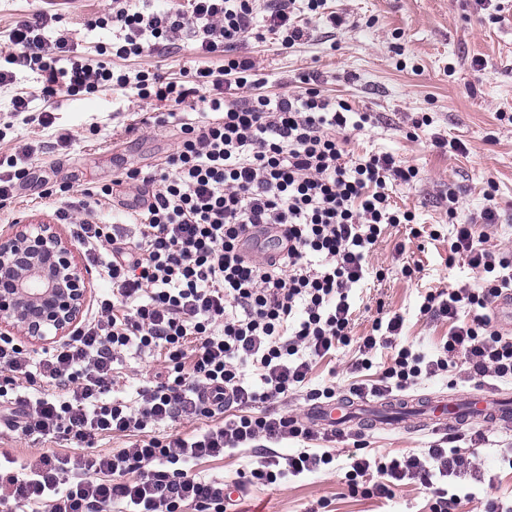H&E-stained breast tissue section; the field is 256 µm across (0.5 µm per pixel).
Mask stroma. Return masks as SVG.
Segmentation results:
<instances>
[{"label":"stroma","instance_id":"35a3bbf8","mask_svg":"<svg viewBox=\"0 0 512 512\" xmlns=\"http://www.w3.org/2000/svg\"><path fill=\"white\" fill-rule=\"evenodd\" d=\"M495 4L499 12L492 19L476 0H324L314 12L307 0H297V22L308 31L304 40L286 48L271 38L251 39L237 49L256 61L259 91L272 97L296 93L303 76L319 75L326 96L376 117L364 130L348 131L351 153H388L419 171L413 182L387 186L392 204L411 211L415 220L410 227H387L375 245L370 262L384 276L353 290V335L370 331L382 305L404 315L407 342L429 355L438 352L449 323L423 315L420 308L428 294L475 283L466 257L451 256L450 246L456 225L479 214L487 195L495 196L499 214L498 224L486 230L487 246L512 254V0ZM111 8L112 0H0V50L19 21L42 13L49 18L43 30L47 39L68 36L78 55L104 60L116 70H149L177 80L189 67L223 69L222 56L196 54L187 40L127 60L99 55L113 33L94 21ZM332 13L343 17L342 26H330ZM43 81L39 71L18 68L12 83L0 87V129L5 132L0 155L23 147L31 151L27 176L11 199L0 201V231L14 224H54L67 236L71 226L59 220L58 212L81 207L98 224L130 223L129 210L140 196L121 178L130 170L163 169L176 150L178 125L156 124L164 104L134 100L127 90L103 87L88 96L45 97L39 93ZM19 95L32 96L29 111H13L12 100ZM44 110L54 118L48 128L38 123ZM438 138L448 140V147H436ZM457 140L465 152L451 149ZM105 186L111 195L102 194ZM452 194L458 198L453 218L448 215ZM415 229L420 237H412ZM433 230L438 233L434 239L429 236ZM407 266L413 267L412 276H405ZM355 356L350 345L332 361L317 363L313 386L332 384L337 395H344L353 380ZM163 365L159 352H126L113 398L134 400L140 382ZM482 388L512 397V380L489 378L481 384L460 367L419 380L412 392L464 398ZM356 431V426L347 427L344 441H310V448L333 454L330 468L252 487L238 512H429L432 493L415 482L395 487L387 501L351 493L344 473ZM460 432L458 449L482 468L484 477L453 479V486L470 494L459 512H484L490 498L502 512H512V423L477 419ZM439 438L415 413L366 432V452L377 458L419 454ZM258 460L256 449L241 448L200 461L195 471L231 487Z\"/></svg>","mask_w":512,"mask_h":512}]
</instances>
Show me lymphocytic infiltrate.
Wrapping results in <instances>:
<instances>
[{
  "mask_svg": "<svg viewBox=\"0 0 512 512\" xmlns=\"http://www.w3.org/2000/svg\"><path fill=\"white\" fill-rule=\"evenodd\" d=\"M296 0H270L267 27L256 23L258 0H189L186 12L145 11L134 0H112L106 17L119 39L112 53L140 56L174 45L183 32L196 37L195 52L216 54L224 68L194 67L183 82L140 71L117 73L104 63L60 61L71 46L65 37L42 35L43 15L19 22L0 54V85L13 79V67L45 74L43 95H75L109 85L139 99L170 102L182 139L160 175L127 172L128 180L155 184L140 221L126 229L75 221L76 237L112 285L90 318L70 341L31 356L0 338V385L8 399L7 424L18 434L48 440L61 431L78 451L62 456L44 448L36 462L0 459V512L19 504L37 512H107L115 501L131 512H228L223 484L193 474L192 465L257 442L278 444L312 439L308 419L273 412L275 403L302 390L310 399L333 398L334 387L315 388L316 361L349 345L352 290L370 276L368 257L386 226L410 224L412 212L394 207L388 182H412L416 168L385 153L349 158L340 130L350 126L351 107L326 97L317 78H306L296 95L257 94L238 101L223 97L224 85H259L255 62L236 56L237 46L266 34L291 46L303 39L296 22ZM202 110L205 119L182 116ZM494 203L479 223L461 224L450 250L466 255L478 278L474 287L427 296L423 312L448 321V337L437 356L401 343L404 318L394 313L375 319L360 337L353 368L368 371L373 355L392 349L391 362L375 383L351 384L357 397L403 391L423 377L448 373L462 362L482 378H512V337L494 325L493 313L512 275H495L494 253L485 248V227L496 224ZM257 224L286 228L288 250L279 258L265 251L243 255V231ZM479 307L469 315V307ZM165 354L164 377L141 387L136 406L111 400L114 364L129 347ZM256 381H247L245 368ZM45 379L65 390L66 399L36 388ZM223 415L219 425L166 439L147 436L150 426ZM135 433L128 447L109 455L84 453L102 434ZM346 478L357 486L370 471L381 482L370 494L389 498L390 481L411 479L432 489L429 512H457L458 493L442 479L470 468L457 449L436 445L421 455L387 462L352 452ZM332 461L330 452L305 448L293 454L267 453L242 472L237 488L268 486L287 476L311 473Z\"/></svg>",
  "mask_w": 512,
  "mask_h": 512,
  "instance_id": "f902f5d3",
  "label": "lymphocytic infiltrate"
}]
</instances>
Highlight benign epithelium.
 Instances as JSON below:
<instances>
[{
    "instance_id": "obj_1",
    "label": "benign epithelium",
    "mask_w": 512,
    "mask_h": 512,
    "mask_svg": "<svg viewBox=\"0 0 512 512\" xmlns=\"http://www.w3.org/2000/svg\"><path fill=\"white\" fill-rule=\"evenodd\" d=\"M86 279L72 244L51 224L0 232V337L50 344L82 315Z\"/></svg>"
}]
</instances>
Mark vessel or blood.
<instances>
[{"instance_id":"1","label":"vessel or blood","mask_w":512,"mask_h":512,"mask_svg":"<svg viewBox=\"0 0 512 512\" xmlns=\"http://www.w3.org/2000/svg\"><path fill=\"white\" fill-rule=\"evenodd\" d=\"M269 241L275 242L278 248H287L288 239L284 227L277 224L260 225L249 229L242 237L244 249L250 253ZM421 405L428 426L433 428L463 426L476 418L491 422L512 419V403L490 392L472 393L463 405L457 399L444 395L422 398ZM352 410L351 402L340 399L317 405L311 415L328 429L337 430L350 422Z\"/></svg>"}]
</instances>
